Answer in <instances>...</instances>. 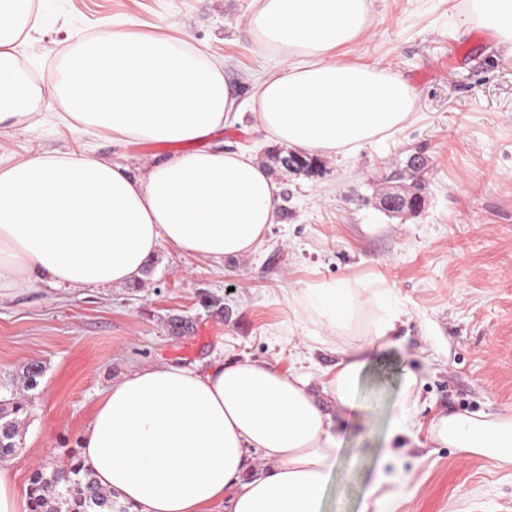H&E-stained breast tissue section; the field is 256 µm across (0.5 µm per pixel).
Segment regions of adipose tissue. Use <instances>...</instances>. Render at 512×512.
Listing matches in <instances>:
<instances>
[{"label":"adipose tissue","instance_id":"obj_1","mask_svg":"<svg viewBox=\"0 0 512 512\" xmlns=\"http://www.w3.org/2000/svg\"><path fill=\"white\" fill-rule=\"evenodd\" d=\"M246 27L276 65L251 102L273 142L348 157L393 137L417 94L400 73L336 60L370 27L372 0H254ZM484 28L512 48V0H470ZM51 24L32 0H0V132L53 121L73 135L116 142L198 143L145 166L106 162L83 148L0 156V297L49 283L109 288L139 278L163 246L212 262L257 252L278 223L281 187L250 150L204 141L242 121L224 64L189 42L125 38L112 27L81 40L61 68L34 77L19 47ZM64 116L47 111L50 101ZM320 325L347 328L362 300L345 282L296 294ZM372 342L338 363L318 401L309 376L267 361H217L189 369L159 363L114 382L81 433L98 483L134 512H322L341 465L332 409L359 410L357 387ZM437 440L512 465V418L441 417ZM259 473L247 476L252 461Z\"/></svg>","mask_w":512,"mask_h":512}]
</instances>
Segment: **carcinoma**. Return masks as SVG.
I'll list each match as a JSON object with an SVG mask.
<instances>
[{"instance_id":"obj_1","label":"carcinoma","mask_w":512,"mask_h":512,"mask_svg":"<svg viewBox=\"0 0 512 512\" xmlns=\"http://www.w3.org/2000/svg\"><path fill=\"white\" fill-rule=\"evenodd\" d=\"M20 403L0 409V459L16 450ZM29 512H112L114 494L103 489L89 466L72 455L68 463L35 470L27 487Z\"/></svg>"}]
</instances>
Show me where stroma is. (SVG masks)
<instances>
[{"mask_svg":"<svg viewBox=\"0 0 512 512\" xmlns=\"http://www.w3.org/2000/svg\"><path fill=\"white\" fill-rule=\"evenodd\" d=\"M60 17L51 42L29 45L24 63L60 68L62 50L110 20L123 32L181 38L224 62L233 92L248 98L274 65L244 31L253 0H35ZM465 0H372L371 29L337 58L401 73L418 101L391 139L355 156L322 158L321 170L291 172L286 145L264 141L254 120L220 134L225 146H257L280 183L287 218L255 254L217 264L163 247L143 275L108 289L48 284L0 298V404L22 399L17 449L7 462L19 488L41 467L77 450L92 409L112 383L137 368H187L266 360L328 387L343 353L373 334L392 289L405 316L378 341L357 398L372 420L334 412L344 466L329 483L324 512H361L368 486L390 474L379 512H512V467L465 455L433 437L440 417L512 416V51L481 43ZM99 158L131 171L179 152L174 143L117 144L92 138ZM61 126L0 136V153L73 148ZM426 159L424 186L403 174ZM421 192L417 210L391 214L386 192ZM346 281L365 302L352 327L331 331L298 317L294 296L318 282ZM195 331L172 335L168 320ZM42 367L35 388L23 372ZM416 383L404 389L406 376ZM407 408L403 433L393 417ZM393 459L381 462L380 451Z\"/></svg>","mask_w":512,"mask_h":512,"instance_id":"stroma-1","label":"stroma"}]
</instances>
